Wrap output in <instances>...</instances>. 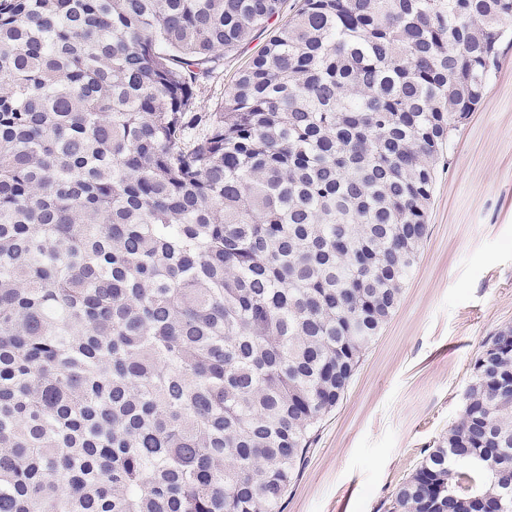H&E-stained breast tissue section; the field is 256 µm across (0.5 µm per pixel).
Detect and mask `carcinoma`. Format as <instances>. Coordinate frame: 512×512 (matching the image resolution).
Instances as JSON below:
<instances>
[{"label": "carcinoma", "instance_id": "carcinoma-1", "mask_svg": "<svg viewBox=\"0 0 512 512\" xmlns=\"http://www.w3.org/2000/svg\"><path fill=\"white\" fill-rule=\"evenodd\" d=\"M0 0V512H283L397 308L512 0ZM512 324L386 512H512ZM270 31L257 30L251 40L224 56L222 65L213 77L203 81L199 91V104L205 110H213L231 92L239 72L255 56L269 38Z\"/></svg>", "mask_w": 512, "mask_h": 512}]
</instances>
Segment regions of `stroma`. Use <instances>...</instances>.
Returning a JSON list of instances; mask_svg holds the SVG:
<instances>
[{
  "mask_svg": "<svg viewBox=\"0 0 512 512\" xmlns=\"http://www.w3.org/2000/svg\"><path fill=\"white\" fill-rule=\"evenodd\" d=\"M269 37L258 30L203 81L211 110ZM429 235L401 301L325 417L283 512H385L397 486L460 414L470 364L512 323V42L437 175Z\"/></svg>",
  "mask_w": 512,
  "mask_h": 512,
  "instance_id": "35a3bbf8",
  "label": "stroma"
}]
</instances>
